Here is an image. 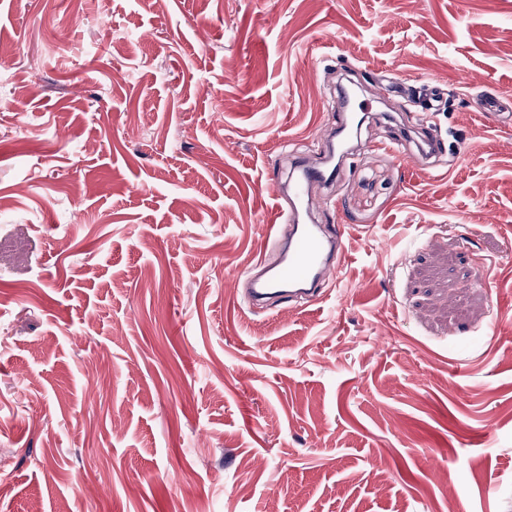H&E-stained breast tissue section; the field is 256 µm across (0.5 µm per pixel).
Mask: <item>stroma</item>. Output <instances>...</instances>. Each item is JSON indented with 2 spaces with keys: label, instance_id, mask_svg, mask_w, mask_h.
<instances>
[{
  "label": "stroma",
  "instance_id": "35a3bbf8",
  "mask_svg": "<svg viewBox=\"0 0 512 512\" xmlns=\"http://www.w3.org/2000/svg\"><path fill=\"white\" fill-rule=\"evenodd\" d=\"M0 42V512H512V0H0ZM349 72L439 92L436 160L364 136L338 277L248 311Z\"/></svg>",
  "mask_w": 512,
  "mask_h": 512
}]
</instances>
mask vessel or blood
Segmentation results:
<instances>
[{"instance_id": "1", "label": "vessel or blood", "mask_w": 512, "mask_h": 512, "mask_svg": "<svg viewBox=\"0 0 512 512\" xmlns=\"http://www.w3.org/2000/svg\"><path fill=\"white\" fill-rule=\"evenodd\" d=\"M323 178L320 168L302 166L300 177L288 188L287 203L278 205L270 236L279 252V263L262 278L251 268L239 275L253 302L273 296L313 302L320 295V282L335 275L334 259L343 252L341 233H325L303 218L308 189Z\"/></svg>"}]
</instances>
